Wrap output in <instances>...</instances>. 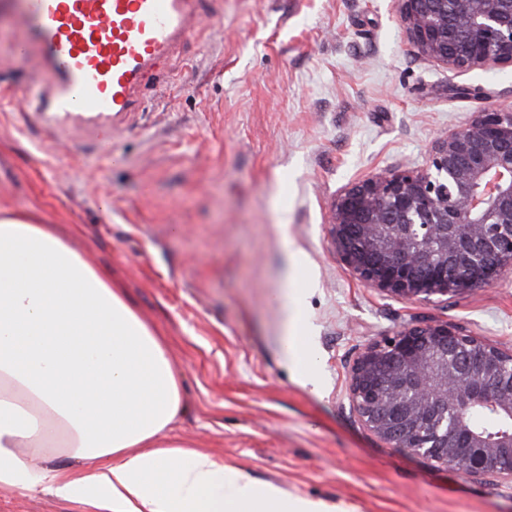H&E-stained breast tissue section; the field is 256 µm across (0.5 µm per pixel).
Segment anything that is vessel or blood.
<instances>
[{
    "mask_svg": "<svg viewBox=\"0 0 512 512\" xmlns=\"http://www.w3.org/2000/svg\"><path fill=\"white\" fill-rule=\"evenodd\" d=\"M202 0H0L14 48L34 60L50 141L76 124H125L148 80L197 31Z\"/></svg>",
    "mask_w": 512,
    "mask_h": 512,
    "instance_id": "vessel-or-blood-1",
    "label": "vessel or blood"
}]
</instances>
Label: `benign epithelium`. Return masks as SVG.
I'll list each match as a JSON object with an SVG mask.
<instances>
[{
    "mask_svg": "<svg viewBox=\"0 0 512 512\" xmlns=\"http://www.w3.org/2000/svg\"><path fill=\"white\" fill-rule=\"evenodd\" d=\"M408 37L456 73L512 66V0H398ZM340 261L401 300L471 293L512 270V108L478 113L437 140L426 165L373 174L333 205ZM353 415L389 448L467 477L512 481V350L448 323L408 325L366 346L349 374Z\"/></svg>",
    "mask_w": 512,
    "mask_h": 512,
    "instance_id": "obj_1",
    "label": "benign epithelium"
}]
</instances>
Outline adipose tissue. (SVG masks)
<instances>
[{"instance_id": "obj_1", "label": "adipose tissue", "mask_w": 512, "mask_h": 512, "mask_svg": "<svg viewBox=\"0 0 512 512\" xmlns=\"http://www.w3.org/2000/svg\"><path fill=\"white\" fill-rule=\"evenodd\" d=\"M180 405L164 342L124 288L31 214L1 211L0 487L46 485L85 512H326L159 445Z\"/></svg>"}]
</instances>
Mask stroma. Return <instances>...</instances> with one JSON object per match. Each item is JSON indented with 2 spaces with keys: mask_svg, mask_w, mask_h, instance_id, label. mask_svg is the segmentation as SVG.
I'll return each mask as SVG.
<instances>
[{
  "mask_svg": "<svg viewBox=\"0 0 512 512\" xmlns=\"http://www.w3.org/2000/svg\"><path fill=\"white\" fill-rule=\"evenodd\" d=\"M0 30V208L34 214L126 289L165 336L182 406L158 436L330 512H512V483L386 447L351 413L368 344L420 321L512 349V272L429 301L365 287L332 245L346 186L420 167L477 113L512 106V66L420 55L397 0H205L199 34L111 151L48 142L31 59ZM300 354L284 351V298ZM0 512H83L44 486Z\"/></svg>",
  "mask_w": 512,
  "mask_h": 512,
  "instance_id": "1",
  "label": "stroma"
}]
</instances>
